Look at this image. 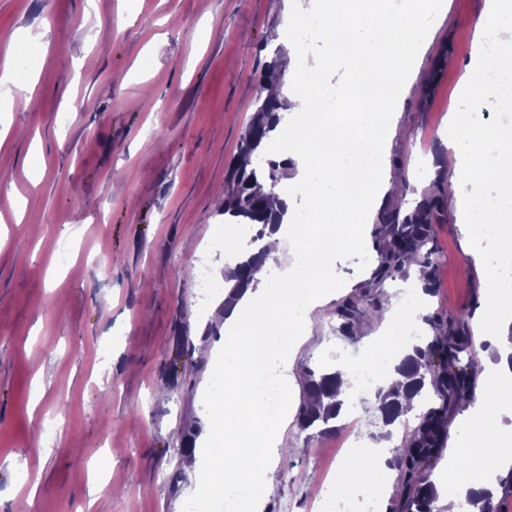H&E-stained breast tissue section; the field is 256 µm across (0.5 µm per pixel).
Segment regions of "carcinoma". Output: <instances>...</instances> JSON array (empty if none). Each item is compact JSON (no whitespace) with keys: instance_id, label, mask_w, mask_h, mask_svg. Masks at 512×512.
Segmentation results:
<instances>
[{"instance_id":"1","label":"carcinoma","mask_w":512,"mask_h":512,"mask_svg":"<svg viewBox=\"0 0 512 512\" xmlns=\"http://www.w3.org/2000/svg\"><path fill=\"white\" fill-rule=\"evenodd\" d=\"M264 81H259L256 99L260 102L246 128L240 151L232 161L224 193V219L237 224L258 226V238H263L269 224L282 223V214L268 209V198L276 193L288 194L282 183L285 167L274 158V131L279 112L288 106L285 100L262 96ZM444 204L434 191L424 195L409 215L401 218L399 211L391 210L384 219L386 233L377 238L378 266L373 286L387 279L405 274L407 266L417 260L422 247L431 240L433 225L440 223ZM266 258L265 249L238 262L224 273V287L230 289L224 304L236 300L240 288L248 283L253 264ZM376 308L369 303L368 294H353L336 306L341 320L340 332L349 335L359 311ZM479 365L478 353L469 336H439L426 346H416L405 356L395 370L404 374L408 382L404 391L377 390L378 410L383 425L395 424L402 417L400 398L436 394L440 404L430 406L419 424L405 440L403 447L394 449L389 465L401 474L404 498L388 512H433L437 499L435 484L429 472L442 456L448 437V419L451 407L462 400L475 399V374ZM340 373L324 370L319 374L308 371L304 375V399L298 409V426L312 431L310 437L336 433V420L345 406L346 393L336 381Z\"/></svg>"}]
</instances>
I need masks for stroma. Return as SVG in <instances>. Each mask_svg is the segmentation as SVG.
Masks as SVG:
<instances>
[{
  "instance_id": "1",
  "label": "stroma",
  "mask_w": 512,
  "mask_h": 512,
  "mask_svg": "<svg viewBox=\"0 0 512 512\" xmlns=\"http://www.w3.org/2000/svg\"><path fill=\"white\" fill-rule=\"evenodd\" d=\"M419 76L403 95L404 134L387 154L413 171L437 151L452 112L479 102L461 82L484 0H446ZM311 0H0V512H182L192 491L185 435L203 430L224 346L222 307L202 301L200 268L218 271L228 167L258 102L252 86L277 49L332 59L325 80L343 104L350 61L326 40L290 43L288 20ZM27 47L9 56L11 39ZM34 80L32 94L17 82ZM436 178L417 175L370 213L410 214ZM447 208L433 228L437 283L423 304L445 329L479 312L483 271ZM68 244V258L59 247ZM337 287L295 350L297 413L306 370L363 355L412 278L371 288L372 236L337 251ZM372 289L377 312L358 336L335 310ZM343 433L308 438L290 422L264 512H337L321 485Z\"/></svg>"
}]
</instances>
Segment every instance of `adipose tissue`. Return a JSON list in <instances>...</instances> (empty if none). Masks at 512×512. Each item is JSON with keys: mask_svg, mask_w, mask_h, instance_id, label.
<instances>
[{"mask_svg": "<svg viewBox=\"0 0 512 512\" xmlns=\"http://www.w3.org/2000/svg\"><path fill=\"white\" fill-rule=\"evenodd\" d=\"M434 0H406L403 9L386 0H331L320 10L321 37L345 45L361 80L341 110L312 108L321 99V80L331 67L327 57L308 61L286 55L282 78L267 82L266 92L288 99L295 123L280 122L281 161L294 162L296 186L314 216L310 224H281L267 231V250L242 297L224 311V359L209 392V421L189 451L197 473L190 512H210L215 499L236 491L237 512H264L268 489L278 478L274 459L290 419L287 411L261 409L252 389L270 360L287 364L317 308L333 285L330 260L338 247L362 240L373 193H387L399 182L386 166V153L397 134L396 109L419 71L422 52L435 29ZM471 25L477 34L493 33L494 47L476 45L470 73L512 70V9L504 0H484ZM298 80L289 89V77ZM492 147H473L459 137L444 138L452 155L448 184L455 190L456 222L464 227L491 218L486 201L512 195V124L485 127ZM357 223L343 240L322 233L320 224ZM279 265L287 283L270 279ZM488 285L476 343L495 347L498 361L488 364L490 386L484 396L463 404L464 437L454 453L479 464L485 474L512 468V429L497 423L502 406H512V287L487 272Z\"/></svg>", "mask_w": 512, "mask_h": 512, "instance_id": "1", "label": "adipose tissue"}]
</instances>
